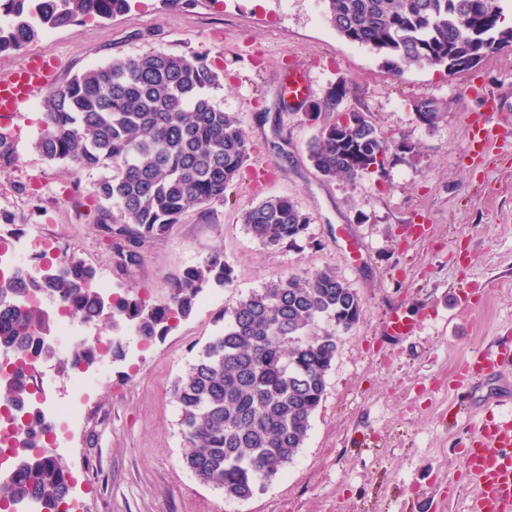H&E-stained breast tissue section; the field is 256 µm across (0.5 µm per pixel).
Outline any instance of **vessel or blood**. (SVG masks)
<instances>
[{
  "label": "vessel or blood",
  "instance_id": "vessel-or-blood-1",
  "mask_svg": "<svg viewBox=\"0 0 512 512\" xmlns=\"http://www.w3.org/2000/svg\"><path fill=\"white\" fill-rule=\"evenodd\" d=\"M54 58L40 53L30 55L17 70L0 75V129L18 127L23 109L52 82ZM309 71L294 66L282 76L279 94L285 110L294 111L312 96ZM417 322L400 311H392L385 322L391 337L414 335ZM512 357V350L501 348L474 354L464 373L469 387L480 388L499 375L501 364ZM491 419L474 433L469 448L463 451L465 472L474 481L469 512H512V391L503 390L490 398Z\"/></svg>",
  "mask_w": 512,
  "mask_h": 512
}]
</instances>
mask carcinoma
I'll list each match as a JSON object with an SVG mask.
<instances>
[{
  "label": "carcinoma",
  "mask_w": 512,
  "mask_h": 512,
  "mask_svg": "<svg viewBox=\"0 0 512 512\" xmlns=\"http://www.w3.org/2000/svg\"><path fill=\"white\" fill-rule=\"evenodd\" d=\"M325 17L346 41L371 48L399 73L411 65L452 70L465 46L483 58L512 50V27H502L497 0H323ZM129 0H0V53L18 52L47 29L78 21L110 19L128 11ZM222 74L205 57L149 49L114 58L50 88L34 148L47 160L77 169L107 168L93 185L108 203L94 222L110 240L119 272L139 260L134 245L167 235L186 211L226 200L248 158L249 144L237 118L217 106L210 91ZM346 82L331 85L310 103L305 117L334 114L308 145V157L326 178L357 179L384 166L390 149L364 112L343 110ZM417 121L432 126L437 107L414 103ZM18 158L11 134L0 131V167ZM117 209L119 216L112 214ZM241 223L271 248L304 235L311 218L288 197L275 196L241 214ZM96 271L71 260L31 279L33 291L0 283V351L21 360L0 364V422L17 431L26 419L14 414L34 403L38 391L29 361L52 362L64 373L75 362L118 361L126 344L104 349L81 345L62 359L49 343L55 326L35 296L66 304L83 325L125 326L149 345L190 315L207 288L233 282L224 252L215 249L173 277L170 298L152 303L134 289L107 297L97 291ZM361 300L329 270L303 271L271 282L224 311V329L196 354L173 385L189 447L187 467L224 498L248 500L264 490L305 444L312 416L326 390L338 349L336 333L359 320ZM49 434L25 441L0 461V512H17L25 500L39 512H58L70 499L72 475L48 454Z\"/></svg>",
  "instance_id": "obj_1"
}]
</instances>
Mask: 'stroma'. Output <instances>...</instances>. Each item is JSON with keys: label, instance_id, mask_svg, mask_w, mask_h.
<instances>
[{"label": "stroma", "instance_id": "1", "mask_svg": "<svg viewBox=\"0 0 512 512\" xmlns=\"http://www.w3.org/2000/svg\"><path fill=\"white\" fill-rule=\"evenodd\" d=\"M108 20L49 30L30 43L57 62L56 78L150 48L207 57L224 69L212 98L239 120L251 151L224 203L187 211L164 238L137 245L138 263L114 271L93 223L91 185L102 170L45 159L32 147L41 101L24 109L18 160L0 167V240L34 265L35 239L93 267L112 289L168 299L173 275L220 249L230 286L203 292L190 316L149 347L125 334V360L108 364L60 459L80 512H467L474 491L462 450L490 410L459 377L474 353L512 346V51L473 66H410L393 74L369 47L341 38L321 0H130ZM311 74L313 100L344 80L346 108L367 113L390 143L382 171L350 181L321 176L307 157L318 131L285 111L280 74ZM440 116L421 125L413 104ZM480 119L488 139L468 148ZM271 196L311 217L304 236L269 248L240 222ZM331 270L361 299L358 323L338 335L336 360L303 448L251 499H225L187 468L173 383L250 292L300 270ZM420 325L383 335L391 309Z\"/></svg>", "mask_w": 512, "mask_h": 512}]
</instances>
